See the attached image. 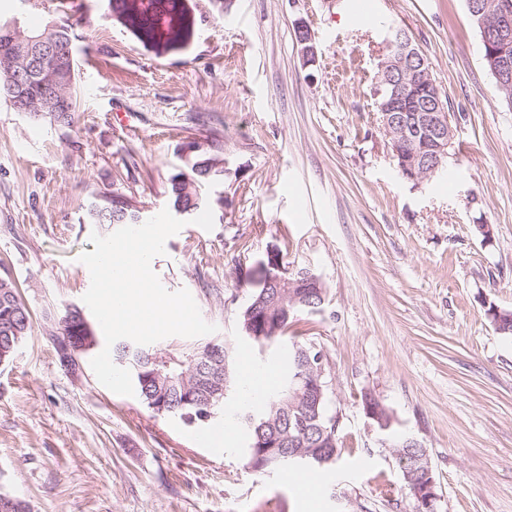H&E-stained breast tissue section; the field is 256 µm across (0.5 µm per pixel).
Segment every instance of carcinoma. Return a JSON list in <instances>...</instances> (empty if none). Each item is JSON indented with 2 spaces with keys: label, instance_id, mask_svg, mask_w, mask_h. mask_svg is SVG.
<instances>
[{
  "label": "carcinoma",
  "instance_id": "1",
  "mask_svg": "<svg viewBox=\"0 0 512 512\" xmlns=\"http://www.w3.org/2000/svg\"><path fill=\"white\" fill-rule=\"evenodd\" d=\"M127 21L142 37L152 38L156 32L155 15L140 12L127 16ZM16 31L24 36L44 35L56 45L57 61H41L33 57L20 63L0 56V97L13 101V88L24 79L28 69L39 67L58 68L60 90L64 101L55 105L42 92L41 78L26 81L24 92L28 109L33 118L51 125L70 127L74 122L78 101L75 94L76 62L73 33L65 25L50 22L41 29H28L22 25ZM224 177V159L217 154L197 151L189 154L187 168L171 174L167 181V198L171 208L191 218L206 206H221L224 197H212L209 186ZM93 224H123L131 226L139 222V211L129 209L111 199L96 203L89 210ZM326 292L310 298L309 306H290L288 310L274 308L269 313L272 323L282 322L270 336H254L250 333L247 311L241 313V329L245 337L256 347L263 349L280 342L293 318L300 312H317L322 309ZM32 330V317L22 302L15 283L0 278V347L12 344L17 350ZM322 350L298 341L291 342L288 360L283 367L277 389L253 403L240 405L239 422L250 432L248 467L255 471L291 469L288 452L320 454L325 463H307L310 469H324L339 456V433L336 418L327 411L328 396L319 403L310 404L298 398L303 391L302 381L296 376L311 371L308 361L315 360ZM113 362L128 369L134 378L139 396L146 407L158 414L179 417L187 424H208L224 405V395L231 382V347L224 338L216 336L207 341L185 344L179 349L168 345L145 346L121 339L112 346ZM306 425H297V417ZM426 449H398L404 486L410 497L418 481L420 458Z\"/></svg>",
  "mask_w": 512,
  "mask_h": 512
}]
</instances>
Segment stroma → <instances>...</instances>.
<instances>
[{"instance_id":"35a3bbf8","label":"stroma","mask_w":512,"mask_h":512,"mask_svg":"<svg viewBox=\"0 0 512 512\" xmlns=\"http://www.w3.org/2000/svg\"><path fill=\"white\" fill-rule=\"evenodd\" d=\"M188 36L140 38L110 0H30L25 21L72 27L78 111L60 128L0 99V277L33 327L0 364V493L31 512H308L281 470L246 464L238 427L223 448L195 426L114 394L92 368L61 370L48 331L91 282V203L121 195L142 219L167 208L188 138L224 160L214 227L190 223L152 268L187 289L231 343L234 369H275L240 315L246 274L279 251L288 273L326 290L289 335L323 348L342 451L315 475L318 512H411L393 447L363 410L389 408L393 433L427 450L438 512H512V108L485 67L466 0H377L353 23L345 0H182ZM315 34L305 64L294 22ZM426 56L455 130L448 174L401 180L374 104L384 29ZM130 114L114 124L117 111ZM488 225L482 235L479 225Z\"/></svg>"}]
</instances>
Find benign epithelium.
Returning a JSON list of instances; mask_svg holds the SVG:
<instances>
[{"label": "benign epithelium", "instance_id": "benign-epithelium-1", "mask_svg": "<svg viewBox=\"0 0 512 512\" xmlns=\"http://www.w3.org/2000/svg\"><path fill=\"white\" fill-rule=\"evenodd\" d=\"M471 17L480 26L484 45L487 48L491 72L496 80L499 91L512 97V58L507 49L512 44V4L508 0H467ZM294 28L301 31L298 40L304 63L315 62V35L307 21L299 18ZM393 31H387L385 42L392 45L382 55L378 66L375 96L382 97L379 104V120L393 155L400 159L401 168L412 179L424 181L447 166L449 150L453 147L454 132L444 112L440 98L414 109L403 104L408 90L419 86H436L429 68L421 61V52L410 40L393 44ZM53 46L45 41V37L11 36L0 43V54L26 60L36 53H51ZM423 135L429 141L427 152L421 154L407 150V145L416 135ZM263 288H275L273 301L292 304L307 303L303 289L320 288L322 282L315 276L307 275L303 281H291L284 276L270 277L260 282ZM95 337L84 336L75 342L61 336L55 337L62 368L72 376L82 373L80 354L92 347ZM324 368L318 367L317 377L308 386L304 398L308 402L318 401L323 396ZM365 415L374 421L380 430L387 431L390 424L382 414V407L377 399L366 403ZM417 512H437L439 495L435 489V481L430 463H425L420 471V479L416 486Z\"/></svg>", "mask_w": 512, "mask_h": 512}]
</instances>
